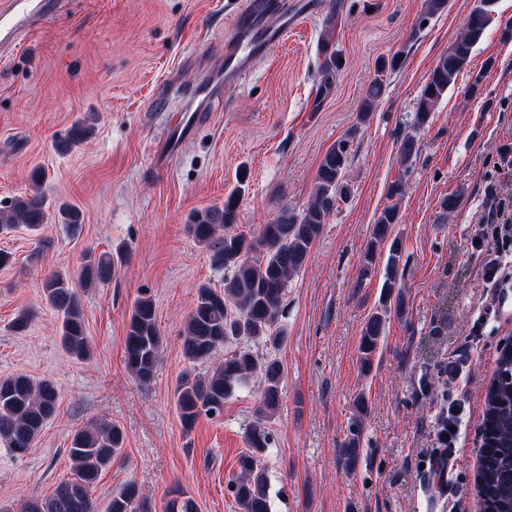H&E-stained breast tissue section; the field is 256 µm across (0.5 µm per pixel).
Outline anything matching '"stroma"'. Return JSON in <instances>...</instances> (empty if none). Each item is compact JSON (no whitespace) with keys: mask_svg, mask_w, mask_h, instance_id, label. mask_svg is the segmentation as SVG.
I'll return each instance as SVG.
<instances>
[{"mask_svg":"<svg viewBox=\"0 0 512 512\" xmlns=\"http://www.w3.org/2000/svg\"><path fill=\"white\" fill-rule=\"evenodd\" d=\"M285 2L297 27L240 83L224 78V48L243 0H67L24 38L0 43V205L31 192L40 168L47 210L37 233L0 235V249L14 257L0 268V378L24 373L61 389L56 415L27 454L0 442V512H23L29 498L51 493L71 468L72 433L94 420L125 434L124 457L102 473L97 502L134 481L149 492L151 512H166L176 488L199 512H236L227 482L262 382L252 376L222 418L184 432L174 397L189 368L183 330L198 286L224 281L186 224L233 194L235 231L256 235L283 209L307 205L322 157L345 137L350 196L288 285L278 316L284 342L255 347L284 368L265 459L273 512H483L475 475L484 392L512 338V263L500 288L485 287L481 260L491 245L476 235L494 208L512 219V0H496L468 66L420 128L421 90L474 0H449L430 19L424 0ZM328 46L339 61L330 70ZM396 53V71L378 74V60ZM379 77L385 91L359 122ZM208 82L217 88L210 104L196 96ZM183 105L197 111L179 131L187 145L160 161L170 117ZM82 120L94 122L93 134L67 145ZM413 129L419 151L405 170L398 148ZM399 179L394 233L406 263L405 313L390 319L367 368L360 331L378 304L386 262L366 273L362 256ZM451 194L459 203L446 216L441 202ZM64 203L80 210L79 230L58 222ZM119 243L126 262L109 283L80 293L91 356L77 360L61 347V318L42 282L55 271L78 281L87 251ZM144 294L162 338L148 385L124 361L128 315ZM24 308L32 325L11 334L7 325ZM359 395L368 411L351 468L341 450ZM452 403L460 425L444 483L435 474L439 420Z\"/></svg>","mask_w":512,"mask_h":512,"instance_id":"obj_1","label":"stroma"}]
</instances>
